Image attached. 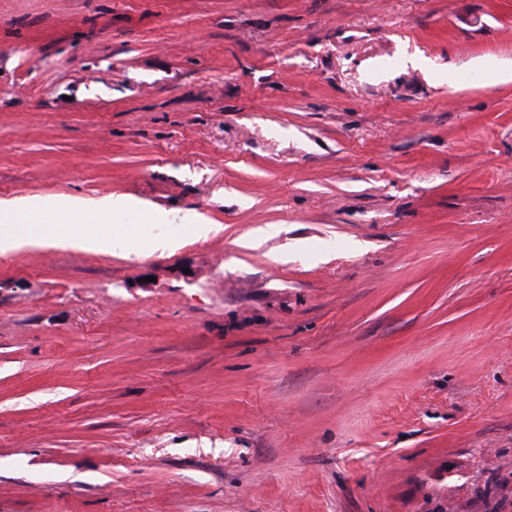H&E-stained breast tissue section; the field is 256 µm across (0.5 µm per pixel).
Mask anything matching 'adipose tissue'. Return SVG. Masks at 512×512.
<instances>
[{"label":"adipose tissue","instance_id":"1","mask_svg":"<svg viewBox=\"0 0 512 512\" xmlns=\"http://www.w3.org/2000/svg\"><path fill=\"white\" fill-rule=\"evenodd\" d=\"M128 205V200L120 196L106 197L90 204L68 197L35 196L16 206L2 205L0 252L12 250L28 242L32 225L40 222L51 224V238L73 247L98 252L130 247V236L122 233L120 229L86 235L77 228L78 221L93 218L103 212L123 213Z\"/></svg>","mask_w":512,"mask_h":512}]
</instances>
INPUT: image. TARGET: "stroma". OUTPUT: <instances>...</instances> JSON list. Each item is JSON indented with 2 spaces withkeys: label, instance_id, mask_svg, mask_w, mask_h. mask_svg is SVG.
I'll use <instances>...</instances> for the list:
<instances>
[{
  "label": "stroma",
  "instance_id": "stroma-1",
  "mask_svg": "<svg viewBox=\"0 0 512 512\" xmlns=\"http://www.w3.org/2000/svg\"><path fill=\"white\" fill-rule=\"evenodd\" d=\"M509 71L512 0H0V204L137 239L0 253V512H512ZM131 203L121 196H110L91 204H84L69 197H31L17 206H0V252L17 248L31 240V224L39 233L50 230L48 224L56 228L47 234L67 245L90 251L107 252L116 247L129 248L131 237L119 228L94 235L81 233L74 227L77 221L93 218L103 212L125 213ZM59 220L66 224L58 225ZM48 224H37V223Z\"/></svg>",
  "mask_w": 512,
  "mask_h": 512
}]
</instances>
